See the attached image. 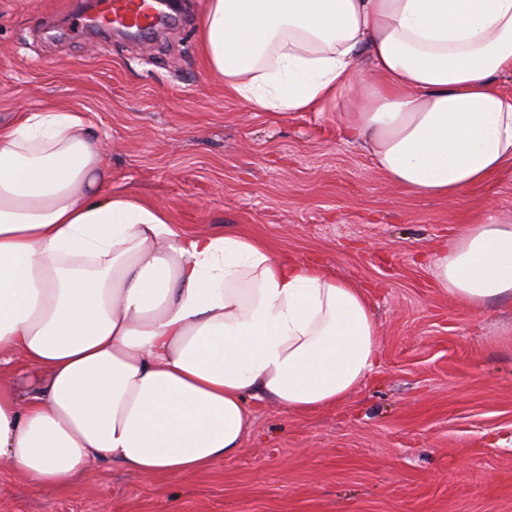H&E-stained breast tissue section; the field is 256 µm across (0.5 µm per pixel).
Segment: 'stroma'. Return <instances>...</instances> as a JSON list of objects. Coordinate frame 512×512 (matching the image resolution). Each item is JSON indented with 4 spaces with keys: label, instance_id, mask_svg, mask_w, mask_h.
Here are the masks:
<instances>
[{
    "label": "stroma",
    "instance_id": "stroma-1",
    "mask_svg": "<svg viewBox=\"0 0 512 512\" xmlns=\"http://www.w3.org/2000/svg\"><path fill=\"white\" fill-rule=\"evenodd\" d=\"M204 2L128 41L91 35L85 0H0V126L82 112L112 191L353 280L379 365L311 415L252 402L241 452L175 481L108 462L40 491L1 464L0 512H512V301L472 314L431 267L474 217L512 219V166L452 198L408 193L335 114L274 115L227 95L198 49Z\"/></svg>",
    "mask_w": 512,
    "mask_h": 512
}]
</instances>
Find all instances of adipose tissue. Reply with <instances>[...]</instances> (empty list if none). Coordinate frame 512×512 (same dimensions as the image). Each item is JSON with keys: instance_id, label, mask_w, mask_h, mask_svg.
Here are the masks:
<instances>
[{"instance_id": "ef3b65f1", "label": "adipose tissue", "mask_w": 512, "mask_h": 512, "mask_svg": "<svg viewBox=\"0 0 512 512\" xmlns=\"http://www.w3.org/2000/svg\"><path fill=\"white\" fill-rule=\"evenodd\" d=\"M209 70L263 112L335 111L378 171L452 197L512 162V0H206ZM81 113L0 127V462L36 488L92 464L177 479L234 456L251 404L305 415L372 373L356 283L237 232L185 233L107 188ZM471 311L512 299V224H467L433 261Z\"/></svg>"}]
</instances>
